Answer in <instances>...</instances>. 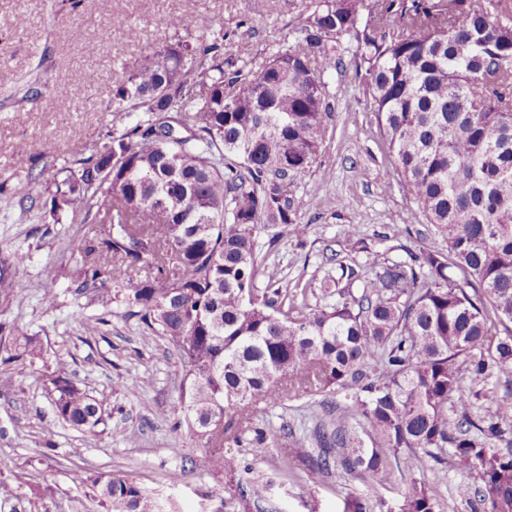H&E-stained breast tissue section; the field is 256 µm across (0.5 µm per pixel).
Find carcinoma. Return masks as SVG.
Wrapping results in <instances>:
<instances>
[{
	"label": "carcinoma",
	"mask_w": 512,
	"mask_h": 512,
	"mask_svg": "<svg viewBox=\"0 0 512 512\" xmlns=\"http://www.w3.org/2000/svg\"><path fill=\"white\" fill-rule=\"evenodd\" d=\"M178 36L124 67L114 111L133 125L75 161L45 188L56 224H93L71 240L73 277L102 305L138 308L178 352L184 376L174 412L205 441L195 467L233 474L235 436L253 405L297 393L340 397L313 439L320 472L339 465L372 485L400 464L424 471L452 449L479 481L482 512H512V451L488 436L512 427V402L474 421L470 380L485 357L512 374V0H317L298 46L259 69L237 67L238 47L213 17L172 16ZM356 41L368 93L398 175L434 241L396 262L377 253L335 257L321 282L333 303L295 304L270 280L257 286V236H300L298 182L313 165L333 108L322 75L337 46ZM29 255L0 252V302L26 277ZM150 275L134 280L130 271ZM362 291L353 292L355 282ZM477 282L483 295L466 286ZM3 360L42 357L35 337L0 324ZM59 420L102 423L101 405L65 372L48 378ZM106 512H164L156 494L120 475L95 480ZM258 503L266 485L238 479ZM402 512H440L425 483Z\"/></svg>",
	"instance_id": "carcinoma-1"
}]
</instances>
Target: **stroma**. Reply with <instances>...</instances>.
I'll list each match as a JSON object with an SVG mask.
<instances>
[{
  "label": "stroma",
  "mask_w": 512,
  "mask_h": 512,
  "mask_svg": "<svg viewBox=\"0 0 512 512\" xmlns=\"http://www.w3.org/2000/svg\"><path fill=\"white\" fill-rule=\"evenodd\" d=\"M313 0H0V250L27 252V275L14 298L0 305V322L34 336L43 356L12 363L14 382L0 388V482H26L0 496V512H105L94 479L118 474L152 489L175 512H399L406 493L420 482L436 486L442 512H478L474 481L451 460L413 473L395 467L385 485L374 486L338 468L318 473L311 434L327 417L324 398L306 394L283 405L257 407L252 427L234 450L238 469L267 485L261 508H244L225 494L226 482L193 465L201 443L177 427L175 405L182 383L178 356L167 342L128 315L103 306L96 292L81 289L71 274L69 243L89 232L86 224H54L41 207L46 181L71 166L76 154L91 156L132 123L114 111L113 90L124 68L149 48L174 38L167 18H220L239 43L240 59L259 68L278 51L296 46V27ZM129 23L110 28L112 12ZM336 71L324 74L334 109L314 167L299 181L296 236L277 227L258 235L263 261L259 286L276 279L307 289L321 304L320 282L332 254L355 244L344 230L361 228L366 246L392 260L407 259L429 244L431 227L394 168L359 66L356 44L344 40ZM95 84H87V72ZM58 299L43 300L46 291ZM64 370L104 401L108 418L82 432L59 422L46 387ZM133 374L148 380L137 395L124 392ZM474 418L486 407L512 401V381L495 364L471 383ZM264 437L268 457L254 456ZM291 461L277 467L280 452Z\"/></svg>",
  "instance_id": "1"
}]
</instances>
